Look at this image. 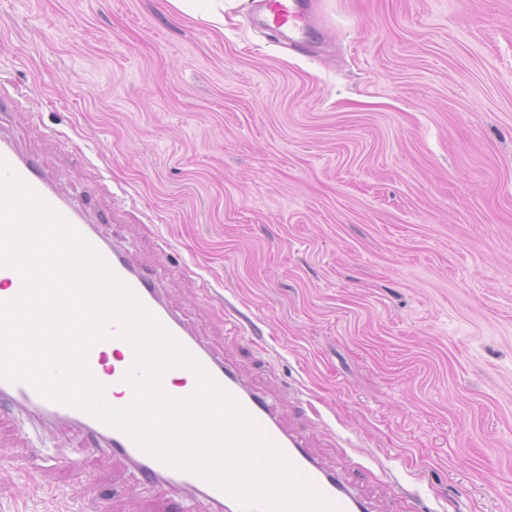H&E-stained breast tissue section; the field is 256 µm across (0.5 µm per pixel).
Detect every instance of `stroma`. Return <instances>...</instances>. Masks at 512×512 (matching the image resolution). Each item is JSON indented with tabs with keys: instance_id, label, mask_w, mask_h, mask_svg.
<instances>
[{
	"instance_id": "stroma-1",
	"label": "stroma",
	"mask_w": 512,
	"mask_h": 512,
	"mask_svg": "<svg viewBox=\"0 0 512 512\" xmlns=\"http://www.w3.org/2000/svg\"><path fill=\"white\" fill-rule=\"evenodd\" d=\"M314 2L327 57L253 0H0V133L375 512H512V0ZM181 509L0 414V512Z\"/></svg>"
}]
</instances>
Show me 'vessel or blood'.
<instances>
[{
  "label": "vessel or blood",
  "instance_id": "vessel-or-blood-1",
  "mask_svg": "<svg viewBox=\"0 0 512 512\" xmlns=\"http://www.w3.org/2000/svg\"><path fill=\"white\" fill-rule=\"evenodd\" d=\"M302 3L303 0H263L265 24L279 31L304 30ZM0 159L107 260L114 273L137 293L161 324L201 362L211 378L235 398L256 421L260 430L320 494L337 504L340 512H372L367 499L343 479L338 469L324 465L310 453L306 435L287 428L276 406L265 395L251 388L237 369L217 358L191 334L186 325L169 310L157 283L139 273L127 254L100 234L75 200L57 192L33 158L20 153L10 140L0 137ZM106 332V339L90 347L87 366L93 378L106 391L121 390L122 402L127 405L134 397L133 388L125 380L134 361V350L120 338L117 322H109ZM110 346L122 349L118 364L109 362L106 349ZM7 407L24 409L43 421L66 420L77 425L84 434L86 445L128 464L143 483H155L165 489L185 493L188 498L202 499L216 512H244L228 494L193 474L162 465L140 451L121 432L80 408L45 397L28 381L0 378V410Z\"/></svg>",
  "mask_w": 512,
  "mask_h": 512
}]
</instances>
